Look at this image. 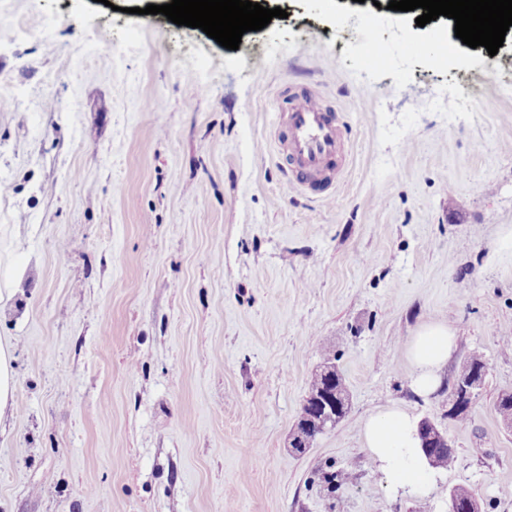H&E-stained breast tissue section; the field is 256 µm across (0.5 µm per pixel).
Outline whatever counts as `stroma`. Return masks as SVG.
I'll use <instances>...</instances> for the list:
<instances>
[{
  "instance_id": "1",
  "label": "stroma",
  "mask_w": 512,
  "mask_h": 512,
  "mask_svg": "<svg viewBox=\"0 0 512 512\" xmlns=\"http://www.w3.org/2000/svg\"><path fill=\"white\" fill-rule=\"evenodd\" d=\"M165 2L0 0V512H446L457 486L512 512V30L492 56L389 0H259L286 18L229 50L142 12ZM301 89L347 151L322 202L276 156ZM430 322L457 348L420 397L405 349ZM330 355L349 411L293 454ZM475 356L460 423L448 388ZM392 403L455 449L427 493L388 492L363 446ZM12 371L9 352L0 346V414L12 397Z\"/></svg>"
}]
</instances>
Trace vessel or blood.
<instances>
[{"label": "vessel or blood", "instance_id": "vessel-or-blood-1", "mask_svg": "<svg viewBox=\"0 0 512 512\" xmlns=\"http://www.w3.org/2000/svg\"><path fill=\"white\" fill-rule=\"evenodd\" d=\"M281 119L287 191L332 197L334 190L324 183L323 175L340 159L341 127L336 113L319 93L300 91L291 96Z\"/></svg>", "mask_w": 512, "mask_h": 512}]
</instances>
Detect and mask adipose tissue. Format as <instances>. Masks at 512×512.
<instances>
[{"instance_id": "adipose-tissue-1", "label": "adipose tissue", "mask_w": 512, "mask_h": 512, "mask_svg": "<svg viewBox=\"0 0 512 512\" xmlns=\"http://www.w3.org/2000/svg\"><path fill=\"white\" fill-rule=\"evenodd\" d=\"M457 344L452 325H422L409 342L406 353L414 367L412 388L426 396L440 383L439 372ZM413 417L396 405L370 414L363 422V441L381 471L386 486L394 492L421 493L434 477L420 451Z\"/></svg>"}]
</instances>
